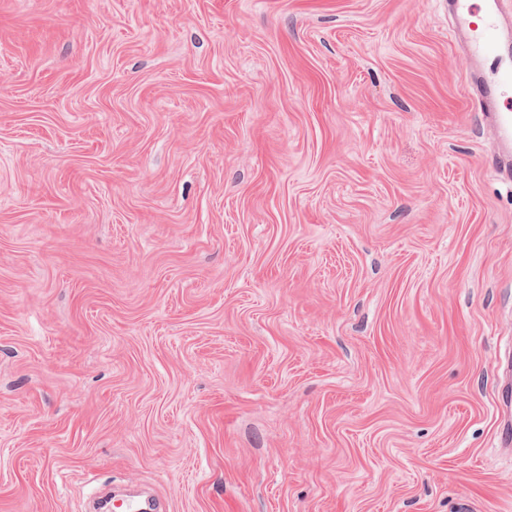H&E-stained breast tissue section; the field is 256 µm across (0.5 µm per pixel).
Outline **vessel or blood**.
<instances>
[{
	"label": "vessel or blood",
	"mask_w": 512,
	"mask_h": 512,
	"mask_svg": "<svg viewBox=\"0 0 512 512\" xmlns=\"http://www.w3.org/2000/svg\"><path fill=\"white\" fill-rule=\"evenodd\" d=\"M448 14L454 20L459 39L471 58H497L495 75L475 70L470 92L483 105L497 133L498 168L512 172V109L503 104L504 87L512 85V45L500 38V0H448ZM500 407L503 422L500 441L512 446V377L504 383Z\"/></svg>",
	"instance_id": "1"
}]
</instances>
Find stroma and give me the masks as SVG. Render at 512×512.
<instances>
[{"mask_svg":"<svg viewBox=\"0 0 512 512\" xmlns=\"http://www.w3.org/2000/svg\"><path fill=\"white\" fill-rule=\"evenodd\" d=\"M440 0H0V512H512V180ZM511 392V397H510ZM500 407L503 414V422L500 430V441L503 446L510 449L512 446V377L511 370L504 383Z\"/></svg>","mask_w":512,"mask_h":512,"instance_id":"stroma-1","label":"stroma"}]
</instances>
